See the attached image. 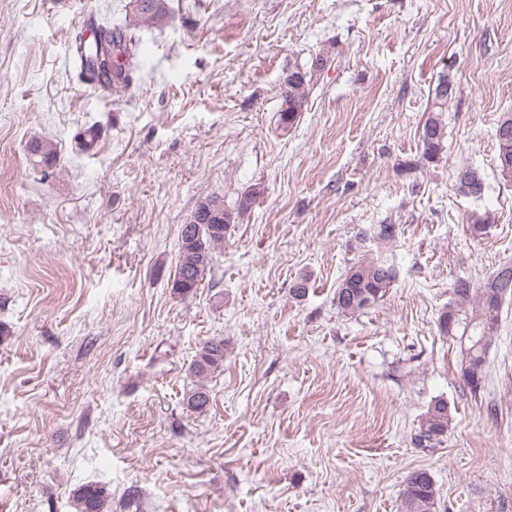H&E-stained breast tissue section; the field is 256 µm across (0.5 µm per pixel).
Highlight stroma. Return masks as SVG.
I'll return each instance as SVG.
<instances>
[{"label":"stroma","instance_id":"stroma-1","mask_svg":"<svg viewBox=\"0 0 512 512\" xmlns=\"http://www.w3.org/2000/svg\"><path fill=\"white\" fill-rule=\"evenodd\" d=\"M128 3L0 0V512H73L95 483L110 512H399L416 469L441 512H512V299L479 392L437 328L456 278L512 263V184L495 168L512 0H166L129 91L79 84L81 20L122 23ZM319 53L283 128V78ZM443 75L447 137L429 161ZM38 141L53 166L30 155ZM465 165L483 198L457 192ZM252 191L212 273L174 294L200 198L232 208ZM372 224L399 227L398 280L347 315L336 287ZM212 337L224 366L196 412L189 368ZM436 397L453 422L426 450L412 438ZM449 94H451V82L444 76L439 79L435 88V109L425 120L420 135L422 154L428 160L436 159L444 149L446 126L441 112H445Z\"/></svg>","mask_w":512,"mask_h":512}]
</instances>
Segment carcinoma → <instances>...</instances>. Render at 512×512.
<instances>
[{
  "instance_id": "obj_1",
  "label": "carcinoma",
  "mask_w": 512,
  "mask_h": 512,
  "mask_svg": "<svg viewBox=\"0 0 512 512\" xmlns=\"http://www.w3.org/2000/svg\"><path fill=\"white\" fill-rule=\"evenodd\" d=\"M167 18L166 0H134L126 12L125 22L114 26L108 21L99 24L96 38L81 41L76 54L90 81L107 92L121 93L131 84V73L138 68L140 32L162 26ZM327 58L318 55L310 66L288 70L283 79L280 123L293 127L306 103L308 88L316 72L322 70ZM451 82L443 77L435 88V109L427 117L420 135L422 154L436 159L444 149L446 126L441 112L448 103ZM499 178L512 183V113H505L496 129ZM31 153L46 165L56 158L50 143H36ZM455 186L466 196L479 198L484 182L470 167L456 173ZM254 194H246L237 208L224 207V198L208 195L199 201L188 223L181 225L178 262L171 280V290L188 295L197 290L214 263V250L224 243L231 227L251 208ZM396 224H375L362 227L355 235L358 258L348 268L335 293L336 307L348 315L362 313L375 306L398 279L394 260L383 252L398 235ZM454 300L442 311L438 327L442 335L461 333L467 340L463 355V377L472 391L482 388L486 377V357L497 339L503 302L512 297V264L502 265L482 285L476 287L467 278L453 284ZM224 363V339L212 338L199 348L190 366L198 378L195 387L184 397L187 406L204 411L210 395L203 383ZM453 416L448 401L431 400L420 421L413 443L423 449L432 448L448 433ZM76 512H107L112 492L101 484L82 485L74 490ZM401 512H439V499L432 475L423 469L410 472L401 492Z\"/></svg>"
}]
</instances>
